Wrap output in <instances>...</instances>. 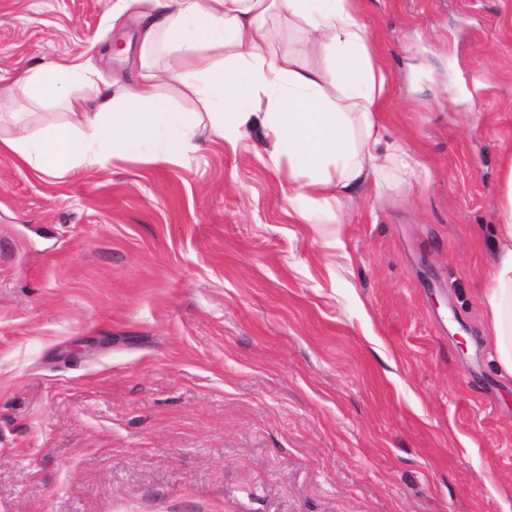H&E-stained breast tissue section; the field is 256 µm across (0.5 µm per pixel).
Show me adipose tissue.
Segmentation results:
<instances>
[{"instance_id":"1","label":"adipose tissue","mask_w":512,"mask_h":512,"mask_svg":"<svg viewBox=\"0 0 512 512\" xmlns=\"http://www.w3.org/2000/svg\"><path fill=\"white\" fill-rule=\"evenodd\" d=\"M139 28V65L131 81H98L62 59L0 85V102L18 99L61 109L66 119L23 129L21 112L0 114L17 127L0 151L45 175L105 165L142 154L180 163L196 147L200 127L237 143L261 128L272 166L288 164L283 196L309 201L300 224L321 223L329 205L364 194L381 198L398 185L425 182L428 171L413 150L381 121L389 76L360 20L358 0H153ZM301 26V48H272L270 21ZM328 54L326 68L304 55ZM81 82L80 93L69 86ZM196 105L190 112L177 99ZM503 187L495 250L481 291L484 341L512 377V153L502 157Z\"/></svg>"}]
</instances>
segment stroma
Returning <instances> with one entry per match:
<instances>
[{
  "label": "stroma",
  "mask_w": 512,
  "mask_h": 512,
  "mask_svg": "<svg viewBox=\"0 0 512 512\" xmlns=\"http://www.w3.org/2000/svg\"><path fill=\"white\" fill-rule=\"evenodd\" d=\"M115 0H0V78H133ZM423 189L299 224L287 168L200 139L36 173L0 154V512H512L483 341L512 0H360Z\"/></svg>",
  "instance_id": "35a3bbf8"
}]
</instances>
